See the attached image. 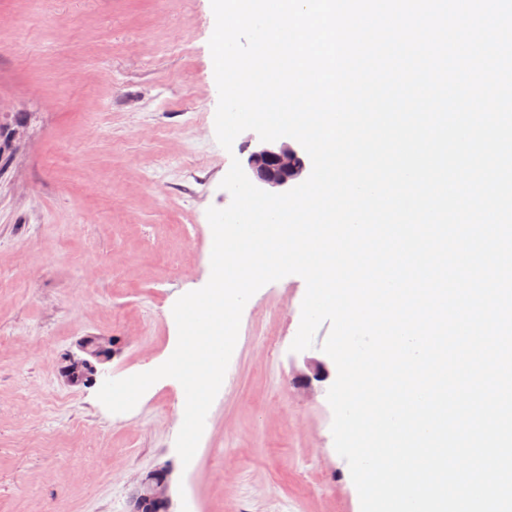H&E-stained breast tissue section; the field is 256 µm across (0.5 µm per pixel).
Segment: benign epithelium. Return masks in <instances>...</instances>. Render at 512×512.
<instances>
[{
	"label": "benign epithelium",
	"instance_id": "1",
	"mask_svg": "<svg viewBox=\"0 0 512 512\" xmlns=\"http://www.w3.org/2000/svg\"><path fill=\"white\" fill-rule=\"evenodd\" d=\"M308 154L293 138L283 137L273 142L257 140L246 159L245 173L249 180L270 192H286L307 174ZM112 338L107 336H84L77 342V351L63 357L61 374L71 386H77L81 377L96 380L101 373L99 366L115 355ZM328 377V369L323 361L309 364V372L299 375L306 388L312 381H323ZM171 471L158 467L143 474L134 487L130 501L135 503L145 499L153 502L163 512H173L170 495Z\"/></svg>",
	"mask_w": 512,
	"mask_h": 512
}]
</instances>
